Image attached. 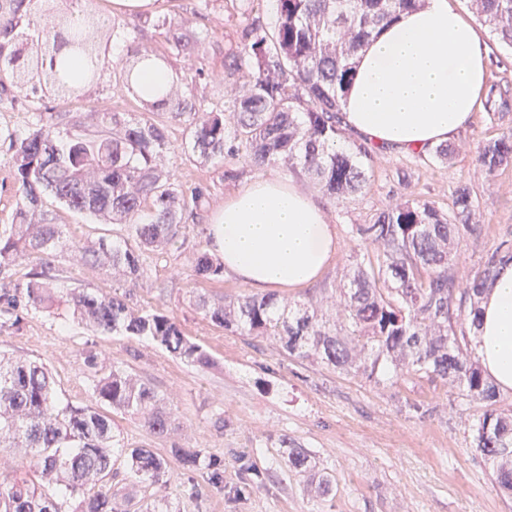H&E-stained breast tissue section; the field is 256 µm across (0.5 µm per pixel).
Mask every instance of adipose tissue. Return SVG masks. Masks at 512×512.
<instances>
[{
  "label": "adipose tissue",
  "mask_w": 512,
  "mask_h": 512,
  "mask_svg": "<svg viewBox=\"0 0 512 512\" xmlns=\"http://www.w3.org/2000/svg\"><path fill=\"white\" fill-rule=\"evenodd\" d=\"M480 37L453 0H428L378 28L356 53L343 124L369 145L426 152L453 139L486 90ZM225 273L260 291L299 288L336 251L328 212L277 174L253 178L211 220ZM477 354L487 379L512 392V263L481 303Z\"/></svg>",
  "instance_id": "adipose-tissue-1"
}]
</instances>
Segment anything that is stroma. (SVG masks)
Instances as JSON below:
<instances>
[{
  "mask_svg": "<svg viewBox=\"0 0 512 512\" xmlns=\"http://www.w3.org/2000/svg\"><path fill=\"white\" fill-rule=\"evenodd\" d=\"M124 31V38L101 33L109 60L128 66L135 47L165 48L156 19L186 33L190 45L167 58L175 78L193 79L197 103L222 109L227 80L224 55L239 40L243 17L228 13L224 0H159L155 14H127L113 9L112 0H84ZM489 64L486 82L493 93L460 130L453 144L458 152L450 164L431 163L416 153L372 149L366 169L368 186L354 201L337 204L325 199L336 228V253L315 282L285 290L293 300L331 296L344 281L349 265L361 252L353 229L393 202L407 199L435 202L452 209L456 187L468 185L481 213L479 228L458 240L455 273L484 267L502 241L512 242V162L487 177L477 162L478 147L512 130V48L497 42L489 28L471 16ZM111 103L121 112L141 113L142 104L121 94L111 69L74 98L43 100L18 96L12 86L0 87V225L12 221L18 201L10 164L13 151L5 134L27 128L34 113L70 112L92 125L94 111ZM171 149L165 166L184 188L207 186L208 199L196 216L186 217V233L175 247L143 256L144 274L132 287L115 284L108 269L84 264L79 245L104 237L115 240L119 224H104L66 210L47 199L46 210L57 223L69 225L76 248L55 259L53 285L130 293L135 308H154L174 317L192 340L217 360L203 370L175 358L148 338L102 335L77 322L67 303L52 311L18 310L19 323L0 332V343L22 357L42 361L51 370L60 400L91 404L95 377L83 364L94 351L108 364L123 367L149 382L178 417L168 434L156 436L132 415L116 424L126 444L144 445L170 457L176 448H198L222 464L223 481L211 484L206 471L182 470L168 490L179 512H512V496L492 482V466L473 445L474 429L487 408L443 383L405 376L378 382L363 375L346 376L327 366L291 358L269 338H251L218 327L189 303L190 292L234 299L253 295L247 283L225 275L216 280L195 276L191 260L198 245L210 240V217L238 191L241 181L224 178L225 166L256 168L235 157L201 163L185 154L181 143L186 125L167 123ZM223 427H216V419ZM307 448L317 472L332 476V492L315 497L309 477L285 463L281 437ZM244 454L263 472L262 487L240 471Z\"/></svg>",
  "mask_w": 512,
  "mask_h": 512,
  "instance_id": "1",
  "label": "stroma"
}]
</instances>
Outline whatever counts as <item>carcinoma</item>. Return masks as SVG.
<instances>
[{
    "label": "carcinoma",
    "instance_id": "cac0c4a2",
    "mask_svg": "<svg viewBox=\"0 0 512 512\" xmlns=\"http://www.w3.org/2000/svg\"><path fill=\"white\" fill-rule=\"evenodd\" d=\"M252 7L237 47L224 55V73L245 71L249 80L234 90L224 110L201 109L173 84L162 105L149 104L133 69L118 84L150 112H96V130L83 128L64 112H38L27 129L10 134L12 168L19 202L12 223L0 226V272L17 259L35 260L24 283L5 281L0 297L12 310L21 302L42 310L56 298L47 260L74 246L66 225L44 217V198L68 210L90 214L125 228L120 242L100 238L80 248L81 259L112 269L130 283L143 271L142 256L167 251L183 236L186 214L206 201V188L185 190L163 170L169 149L160 114L188 122L185 153L209 162L242 155L255 168L286 163L313 176L329 197L347 202L362 195L368 178V148L342 145L340 112L352 79L357 49L378 26L424 0H276L277 21L268 28L261 7ZM479 18L495 39L512 47V0H476ZM48 24L30 20L32 3L0 0V83L9 79L24 96L74 95L93 81L108 60L89 33L111 22L49 4ZM512 160V131L478 148L477 162L489 176ZM453 218L435 203L408 199L355 225L360 245L371 248L354 263L339 288L337 306L301 303L273 295L215 300L204 294L191 304L214 324L240 336L272 338L290 357L324 364L344 375L372 377L393 368L395 376L418 373L439 379L471 400L494 402L497 393L484 377L476 349L457 327L478 323L482 297L491 290L496 265L512 254L493 255L484 269L457 282L448 273L455 241L476 205L470 189L453 193ZM194 271L206 279L224 266L206 251L194 254ZM72 314L103 335L148 337L186 363L215 365L212 355L186 336L169 316L152 308L135 311L113 292H70ZM84 365L98 375L95 399L105 405L61 403L49 368L36 359L0 350V447L33 454L26 468L0 473V512H122L138 489H167L176 478L171 462L144 446L130 447L114 433L112 415L133 414L154 435L168 433L175 412L148 383L120 367L105 369L97 353ZM476 449L493 465L495 486L512 493V414L486 410L476 424ZM288 465L313 471L311 453L292 439ZM126 457L123 484L114 449ZM184 469L221 478L220 462L200 449L175 448ZM141 512H177L168 495L149 496Z\"/></svg>",
    "mask_w": 512,
    "mask_h": 512
}]
</instances>
